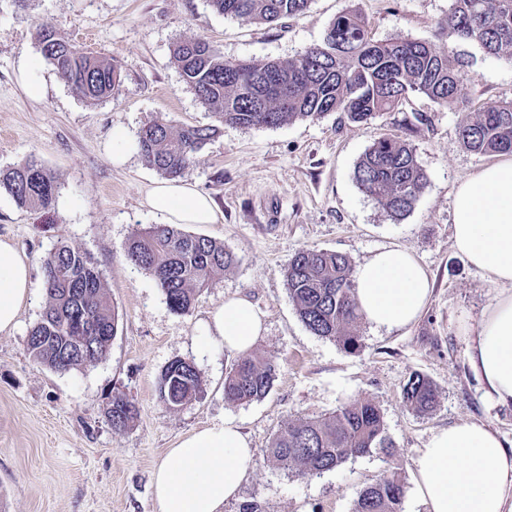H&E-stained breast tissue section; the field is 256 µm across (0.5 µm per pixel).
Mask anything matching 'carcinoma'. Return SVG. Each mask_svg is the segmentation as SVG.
I'll return each instance as SVG.
<instances>
[{
  "label": "carcinoma",
  "instance_id": "carcinoma-1",
  "mask_svg": "<svg viewBox=\"0 0 512 512\" xmlns=\"http://www.w3.org/2000/svg\"><path fill=\"white\" fill-rule=\"evenodd\" d=\"M311 0H208L225 16L274 22L302 14ZM474 41L494 56L512 58V0H452L446 24L437 37ZM40 53L55 72L87 102L95 104L118 90L121 73L111 59L78 50L46 23L37 26ZM172 59L185 83L213 111L221 124L279 127L297 120H319L340 112L354 123H366L392 112L411 95L422 94L439 106L462 113L461 144L477 153L512 152V102L488 101L472 111L460 100L464 75L461 61L429 40L376 41L362 13L343 12L329 25L323 42L288 60L251 63L224 58L209 41L192 38L177 43ZM139 134L137 147L145 164L177 178L215 131L211 126H175L156 117ZM363 193L393 216L411 211L426 183L415 149L400 136L376 139L355 168ZM21 208L38 211L54 205L55 177L33 157L0 169V191ZM127 257L149 272L174 311H190L195 296L236 264V256L216 240L188 234L174 224H152L128 241ZM46 305L31 328L27 351L38 363L71 371L105 358L117 334L118 318L105 294L102 275L84 251L68 244L54 247L42 260ZM355 268L340 253L307 249L296 253L286 270L288 294L300 320L315 335L348 349L358 345L360 320L354 298ZM176 373L171 398L201 393V376L193 364L177 359L166 366ZM276 367L263 355L234 361L224 377V399L250 402L270 391ZM410 410L424 414L436 406L437 390L415 373L403 386ZM108 418L123 430L137 408L124 393L112 395ZM378 449L394 458L384 434L383 418L372 402L343 404L320 418L287 424L273 438L267 456L299 475L332 470L350 456ZM404 495L397 467L359 492L354 512H400Z\"/></svg>",
  "mask_w": 512,
  "mask_h": 512
}]
</instances>
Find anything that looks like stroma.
<instances>
[{"label": "stroma", "mask_w": 512, "mask_h": 512, "mask_svg": "<svg viewBox=\"0 0 512 512\" xmlns=\"http://www.w3.org/2000/svg\"><path fill=\"white\" fill-rule=\"evenodd\" d=\"M449 7L450 0H311L299 16L264 23L218 14L207 0H0V168L38 158L65 201L35 213L0 192V240L28 257L32 280L16 325L0 331V512H158L151 477L168 449L193 430L227 420L247 436L257 464L224 512H242L249 502L260 512H353L359 492L393 463L405 489L401 512H424L411 494L413 460L433 432L476 420L512 442V406L491 403L467 364L466 334L501 288L452 247L456 189L494 161L461 146L460 114L414 95L402 111L367 123L336 112L275 128L219 125L172 60L175 44L194 37L231 60H286L320 44L349 10L369 17L375 40H431ZM41 22L78 48L115 60L122 74L116 93L90 104L61 80L34 39ZM450 50L466 65L462 95L471 107L512 101V59L488 55L475 42ZM29 61L42 86L37 98L20 78ZM419 113L430 116V125L416 123ZM158 116L177 126L215 125L183 178L214 198L220 216L184 230L223 243L238 259L186 314L170 309L154 277L125 252L133 234L164 221L141 204L146 186L161 175L136 147L141 128ZM116 126L131 142L121 165L112 162ZM385 134L410 142L427 175L415 207L397 218L354 177L366 149ZM61 242L90 255L119 317L107 356L66 373L38 364L26 350L46 301L42 260ZM395 247L413 251L434 281L414 324L388 331L358 322L353 350L305 327L285 278L298 251H335L356 266ZM234 295L263 312L265 330L253 351L276 365L269 393L248 403L225 401L224 376L236 356L198 331L208 312ZM176 359L196 366L203 393L172 410L160 399L158 381ZM415 373L439 393L426 415L402 400ZM117 391L138 409L121 431L106 414ZM362 400L380 409L394 459L373 450L299 476L267 457L288 422Z\"/></svg>", "instance_id": "1"}]
</instances>
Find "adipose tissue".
Wrapping results in <instances>:
<instances>
[{"label": "adipose tissue", "mask_w": 512, "mask_h": 512, "mask_svg": "<svg viewBox=\"0 0 512 512\" xmlns=\"http://www.w3.org/2000/svg\"><path fill=\"white\" fill-rule=\"evenodd\" d=\"M143 206L171 224H213V198L186 182L149 185ZM454 249L476 269L503 285L472 336L467 362L495 404L512 406V158L481 169L456 194ZM355 299L363 319L378 328L415 323L433 282L405 248H384L355 269ZM31 292V265L0 240V331L13 327ZM226 351L245 353L263 331V315L247 297L214 308L202 324ZM256 451L231 421L196 430L168 452L153 475L158 512H223L254 468ZM415 495L426 512H512V448L480 421L436 431L414 460Z\"/></svg>", "instance_id": "obj_1"}]
</instances>
